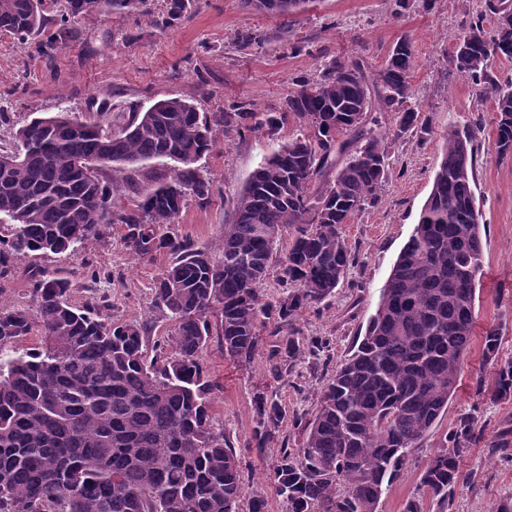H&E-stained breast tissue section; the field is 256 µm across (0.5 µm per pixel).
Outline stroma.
<instances>
[{
	"label": "stroma",
	"instance_id": "stroma-1",
	"mask_svg": "<svg viewBox=\"0 0 512 512\" xmlns=\"http://www.w3.org/2000/svg\"><path fill=\"white\" fill-rule=\"evenodd\" d=\"M165 3L146 0L144 17L114 13L82 18L46 58L31 44L0 34V151L12 149L16 129L36 117H99L106 129L117 133L135 114L169 97L182 98L208 115L241 101L253 104L256 111L274 113L294 91L296 78H316L324 64L358 56L368 60L371 70H379L398 39L409 36L414 46L413 104L428 133L423 138L409 132L400 135L393 113L367 115L384 135L390 153L379 201L344 228L354 261L335 292L295 322L299 337L330 341L328 361L315 367L301 359L291 375L277 378L264 354L240 364L225 356L214 340L201 351L200 361L216 386L214 425L234 447L242 448L252 435L253 398L259 392L275 396L286 411L280 444L296 446L300 436L293 417L315 414L330 376L351 354L375 314L386 280L431 191L445 132L456 124L480 122L475 197L486 233L471 349L447 411L422 440L403 477L384 490L377 512H404L409 500H427L421 473L467 416L474 417L480 435L462 452L461 467L474 479L458 487L457 512L512 508V462L501 455L502 449H512V399L495 395L497 368L512 362V157L499 159L494 154L492 101L481 97L478 86L449 63L472 0H410L404 10L396 0H310L305 11L290 17L253 11L243 0H192L181 21L169 28L153 21ZM248 31L258 37V45L242 46L239 37ZM293 42L303 44L301 54H289ZM297 133L294 122L288 121L274 130L264 126L243 136H221L197 163L213 184L211 199H188L173 231L221 256L224 227L235 219L237 196L264 158ZM172 166L169 159L155 158L136 172L104 168L115 210L132 206L134 185L168 175ZM124 234V225L110 224L101 238L85 241L76 251L14 259L11 274L0 278V300L37 317L27 273L37 267L68 279L76 306L106 299V320L153 321L158 315L155 283L170 258L164 253L149 261L132 258ZM93 266L101 272L95 282L89 278ZM490 329L500 332L492 360L483 352V338ZM276 455L273 448L262 454L245 451L243 478L247 496L263 497L269 512H286L272 481Z\"/></svg>",
	"mask_w": 512,
	"mask_h": 512
}]
</instances>
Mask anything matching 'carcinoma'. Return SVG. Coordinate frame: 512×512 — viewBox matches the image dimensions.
I'll return each instance as SVG.
<instances>
[{"label":"carcinoma","instance_id":"1","mask_svg":"<svg viewBox=\"0 0 512 512\" xmlns=\"http://www.w3.org/2000/svg\"><path fill=\"white\" fill-rule=\"evenodd\" d=\"M258 12L291 16L310 0H245ZM145 0H66L60 18L43 0H0V33L21 42L50 23L63 38L92 14H145ZM189 0H167L156 23L166 27ZM495 16L491 30L484 21ZM450 58L481 86L495 112V154L512 156V82L489 67L512 58V5L484 0ZM414 50L400 38L376 77L360 59H336L302 79L266 118L291 119L300 136L267 158L224 225L223 255L171 231L192 196L207 201L212 182L196 166L218 133L261 125L238 103L202 115L178 98L135 117L119 134L101 120L36 117L15 131L16 149L0 151V272L13 257L62 253L123 224L129 253L172 257L154 288L159 319L173 330L151 336L157 322H105L103 302L77 307L71 283L29 270L40 317V345L14 347L30 334L28 313L0 301V512H240L246 495L240 460L213 426V384L199 353L217 337L224 354L250 363L262 348L270 372L288 376L303 355L330 347L295 336V320L334 292L353 257L344 225L373 207L389 167L385 137L363 133L367 112L395 114L399 132L417 128ZM453 126L413 232L382 289L365 335L336 368L313 418L294 417L298 447L281 446L273 478L287 512H377L384 489L399 481L420 442L448 409L475 324L482 273V213L474 193L476 130ZM177 166L167 179L136 190L133 207L111 212L103 166L131 171L152 158ZM334 179H325L331 168ZM288 248L279 252L285 234ZM278 260L291 292L263 301L262 284ZM269 328V340L260 328ZM495 396L512 397V363L499 367ZM256 426L246 447L262 453L279 440L284 408L254 397ZM476 438L462 421L448 445L426 463L421 485L437 512H454L456 488L469 480L463 449Z\"/></svg>","mask_w":512,"mask_h":512}]
</instances>
